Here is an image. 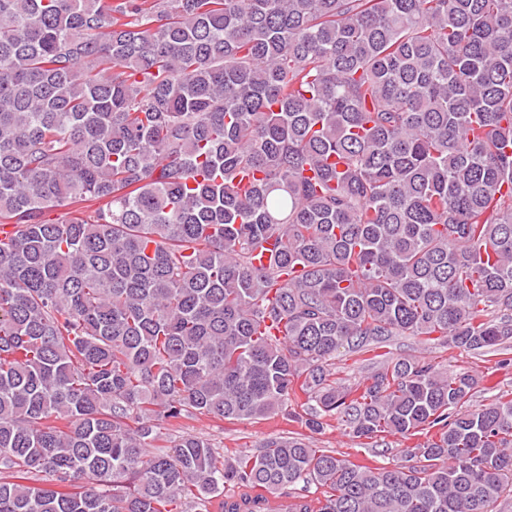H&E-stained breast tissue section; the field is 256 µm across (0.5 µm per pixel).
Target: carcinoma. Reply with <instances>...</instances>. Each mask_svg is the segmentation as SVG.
<instances>
[{
  "label": "carcinoma",
  "instance_id": "obj_1",
  "mask_svg": "<svg viewBox=\"0 0 512 512\" xmlns=\"http://www.w3.org/2000/svg\"><path fill=\"white\" fill-rule=\"evenodd\" d=\"M5 224L0 512L512 496V398L465 410L477 379L419 359L330 367L394 336L512 343V0H0ZM297 381L311 432L399 435L416 464L301 434L151 452L159 421L286 415ZM366 355L349 353L347 348H340L336 353V377L347 379L350 383L363 381L375 369L374 365L364 359ZM265 492L276 502L286 500L290 502L293 500H299L301 498L315 499L321 495V489H317V486L314 483L306 484L304 482H300L294 486L278 490L275 493H269L267 491Z\"/></svg>",
  "mask_w": 512,
  "mask_h": 512
}]
</instances>
